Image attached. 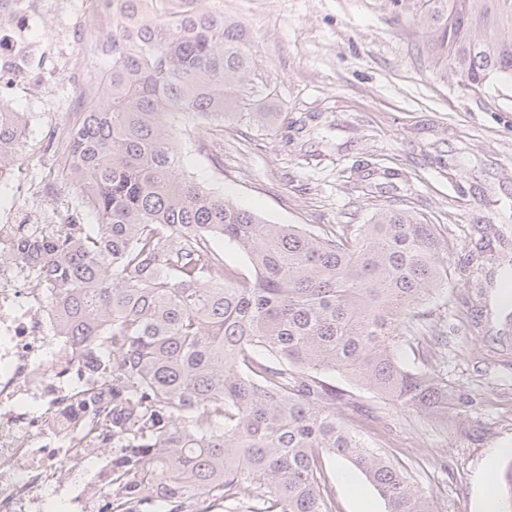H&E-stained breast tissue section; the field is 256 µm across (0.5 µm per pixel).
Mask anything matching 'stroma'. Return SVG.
Masks as SVG:
<instances>
[{
	"instance_id": "1",
	"label": "stroma",
	"mask_w": 512,
	"mask_h": 512,
	"mask_svg": "<svg viewBox=\"0 0 512 512\" xmlns=\"http://www.w3.org/2000/svg\"><path fill=\"white\" fill-rule=\"evenodd\" d=\"M39 0L27 30L41 46L38 83H0V96L32 114L21 184H50L46 201L81 209L78 185L50 165L47 143L70 123L76 98L66 61L109 39L96 0ZM243 18L279 121L193 130L183 166L202 187L275 224L336 233L367 223L382 205L411 208L455 244L456 266L512 263V82L474 90L415 50L411 24L390 21L381 0H224ZM453 277L414 320L419 341L399 355L447 375L455 393L440 420L392 406L341 373L328 381L352 397L342 422L397 461L433 512H478L477 475L491 450L512 443V353L496 354L507 311L497 289L469 305ZM335 512H386L350 464L324 457Z\"/></svg>"
}]
</instances>
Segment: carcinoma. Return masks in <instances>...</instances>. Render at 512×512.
I'll use <instances>...</instances> for the list:
<instances>
[{"instance_id":"1","label":"carcinoma","mask_w":512,"mask_h":512,"mask_svg":"<svg viewBox=\"0 0 512 512\" xmlns=\"http://www.w3.org/2000/svg\"><path fill=\"white\" fill-rule=\"evenodd\" d=\"M419 28L417 53L468 87L512 82V0H383ZM112 59L73 125L67 174L94 215L16 258L46 270L67 335L101 350L112 400V512H333L325 454L348 460L387 512H433L404 471L336 416L340 372L401 409L448 416V379L403 365L453 243L393 205L350 233L272 224L183 170L180 118L274 125L247 25L224 0H105ZM0 120V173L21 157ZM235 244L253 270L209 244ZM512 508V463L497 479Z\"/></svg>"}]
</instances>
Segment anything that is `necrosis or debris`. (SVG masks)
Segmentation results:
<instances>
[{
  "label": "necrosis or debris",
  "mask_w": 512,
  "mask_h": 512,
  "mask_svg": "<svg viewBox=\"0 0 512 512\" xmlns=\"http://www.w3.org/2000/svg\"><path fill=\"white\" fill-rule=\"evenodd\" d=\"M41 232L26 209L0 224V512H111L112 451L84 405L99 357L61 332L49 282L10 258Z\"/></svg>",
  "instance_id": "1"
}]
</instances>
